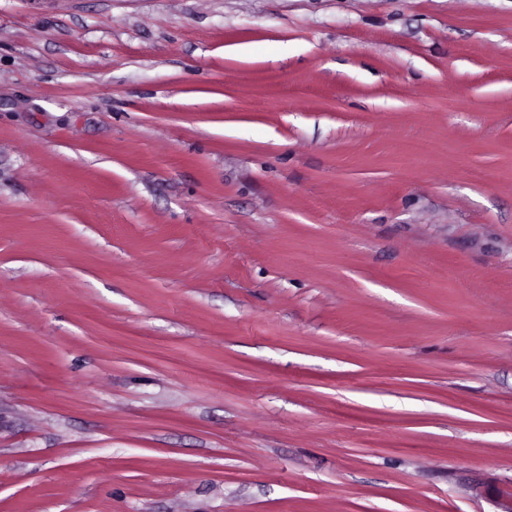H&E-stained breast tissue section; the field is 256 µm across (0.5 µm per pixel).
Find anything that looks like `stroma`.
Returning <instances> with one entry per match:
<instances>
[{"instance_id":"stroma-1","label":"stroma","mask_w":512,"mask_h":512,"mask_svg":"<svg viewBox=\"0 0 512 512\" xmlns=\"http://www.w3.org/2000/svg\"><path fill=\"white\" fill-rule=\"evenodd\" d=\"M510 498L512 0H0V512Z\"/></svg>"}]
</instances>
